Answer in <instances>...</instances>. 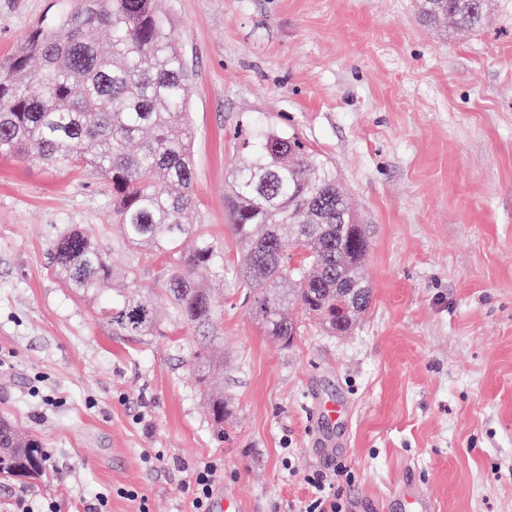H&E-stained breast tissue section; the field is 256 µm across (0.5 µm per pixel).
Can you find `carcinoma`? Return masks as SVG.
<instances>
[{
	"mask_svg": "<svg viewBox=\"0 0 512 512\" xmlns=\"http://www.w3.org/2000/svg\"><path fill=\"white\" fill-rule=\"evenodd\" d=\"M419 11L430 26L446 20L455 29H478L489 21L484 0H419ZM103 29L106 41L97 38ZM189 81L156 0H55L0 63V155L90 166L109 179L117 242L131 253L147 248L167 257L157 284L172 321L201 334L191 362L221 433L224 388L212 380L221 358L202 336L214 328L217 301L198 272L224 277V249L203 225L184 223L196 207ZM226 195L229 228L243 254L241 273L231 280L249 315L285 345L300 333L288 317L290 304L329 332L348 333L369 305L340 322L326 311L336 307L338 283L368 285L369 241L335 169L298 137L269 131L232 169ZM48 260L73 292L116 295L108 316L113 334H154L156 296L136 290L135 258L119 284L105 250L68 227L56 235ZM44 474L40 441L1 418L0 478Z\"/></svg>",
	"mask_w": 512,
	"mask_h": 512,
	"instance_id": "obj_1",
	"label": "carcinoma"
}]
</instances>
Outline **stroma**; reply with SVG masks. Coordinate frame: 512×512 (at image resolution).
<instances>
[{"label":"stroma","mask_w":512,"mask_h":512,"mask_svg":"<svg viewBox=\"0 0 512 512\" xmlns=\"http://www.w3.org/2000/svg\"><path fill=\"white\" fill-rule=\"evenodd\" d=\"M51 4L0 0V60ZM158 6L191 75L190 222L237 266L224 185L246 129L297 134L366 230L372 305L348 335L309 321L285 347L221 290L216 433L167 299L154 335L118 336L111 296H76L47 266L67 225L111 245L108 180L0 155V415L54 451L43 479L0 480V512L21 498L90 512L102 495L105 512H137L121 487L189 512L182 484L209 460L249 512H298L306 475L339 463L349 512H404L407 483L437 512H512V0H486L476 31L425 25L416 0ZM154 448L163 467L144 460Z\"/></svg>","instance_id":"35a3bbf8"}]
</instances>
